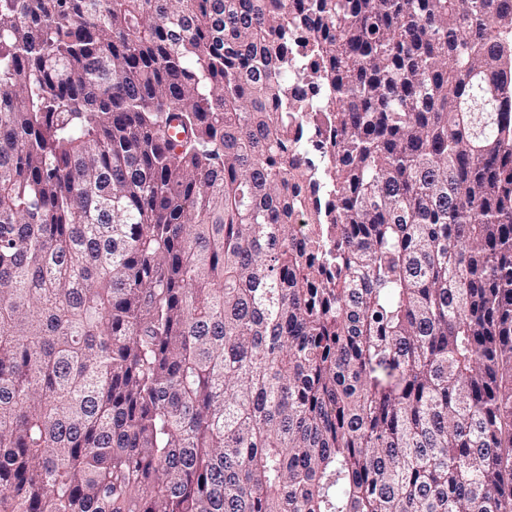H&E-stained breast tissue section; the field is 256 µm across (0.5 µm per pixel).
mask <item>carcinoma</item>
<instances>
[{
  "mask_svg": "<svg viewBox=\"0 0 512 512\" xmlns=\"http://www.w3.org/2000/svg\"><path fill=\"white\" fill-rule=\"evenodd\" d=\"M0 512H512V0H0Z\"/></svg>",
  "mask_w": 512,
  "mask_h": 512,
  "instance_id": "1",
  "label": "carcinoma"
}]
</instances>
